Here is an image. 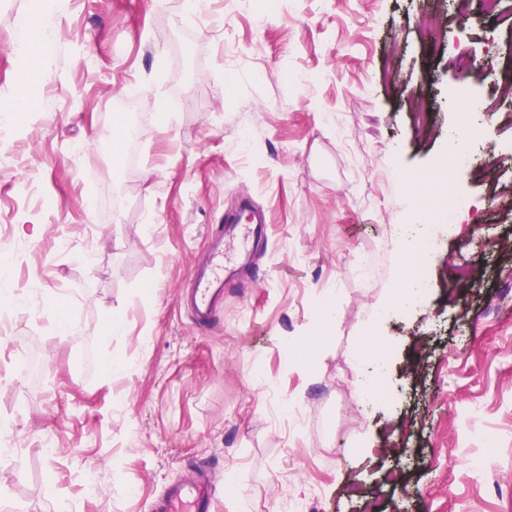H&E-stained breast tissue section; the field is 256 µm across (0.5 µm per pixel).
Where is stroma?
I'll list each match as a JSON object with an SVG mask.
<instances>
[{
	"label": "stroma",
	"mask_w": 512,
	"mask_h": 512,
	"mask_svg": "<svg viewBox=\"0 0 512 512\" xmlns=\"http://www.w3.org/2000/svg\"><path fill=\"white\" fill-rule=\"evenodd\" d=\"M38 10L0 0V247L21 253L0 336V415L19 442L0 447V512H152L201 463L216 512H283L291 497L366 512L370 496L381 512H512V212L429 225L434 286L382 326L389 391L367 403L356 387L373 361L365 325L404 261L390 227L431 202L450 161L453 35L472 30L500 73L485 45L496 20L451 0H209L202 13L185 0H66L49 68L31 74L14 23L36 27ZM131 90L141 141L128 177L109 142ZM511 110L483 120L476 156L512 159ZM448 180L478 202L512 193V172ZM116 191L130 201L117 216ZM245 202L269 216L259 280L225 289L197 328L182 295L213 225ZM475 234L487 246H470ZM462 263L479 276L449 295ZM330 293L339 317L314 349ZM22 357L34 374L14 375ZM485 430L497 444L477 474Z\"/></svg>",
	"instance_id": "obj_1"
}]
</instances>
